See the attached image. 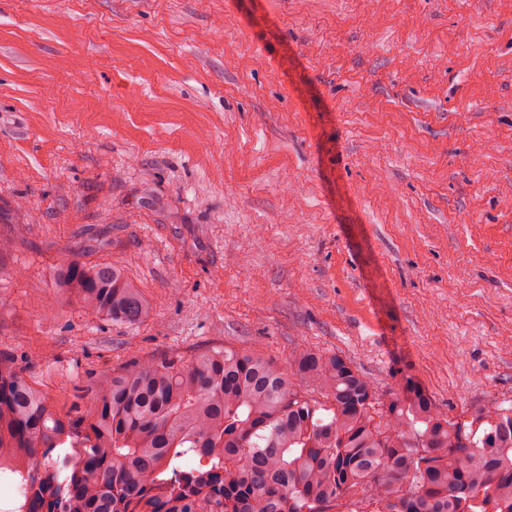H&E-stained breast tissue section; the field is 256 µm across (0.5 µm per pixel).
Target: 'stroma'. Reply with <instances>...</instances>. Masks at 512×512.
I'll use <instances>...</instances> for the list:
<instances>
[{
    "label": "stroma",
    "instance_id": "1",
    "mask_svg": "<svg viewBox=\"0 0 512 512\" xmlns=\"http://www.w3.org/2000/svg\"><path fill=\"white\" fill-rule=\"evenodd\" d=\"M0 351L100 374L299 344L512 403V0H0ZM156 309L55 299L64 260ZM57 300L75 298L89 314L116 323L142 324L155 316L153 304L122 266L66 260L53 269Z\"/></svg>",
    "mask_w": 512,
    "mask_h": 512
}]
</instances>
